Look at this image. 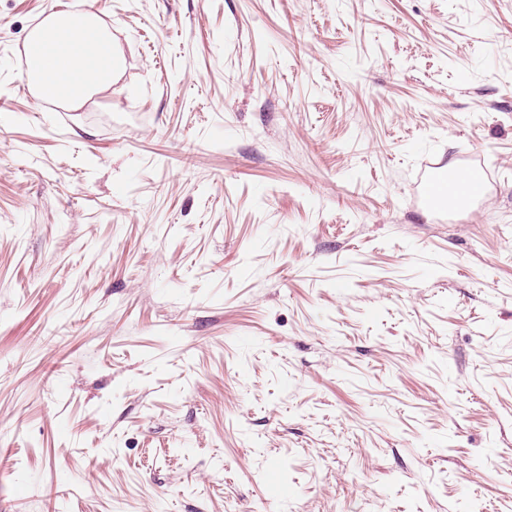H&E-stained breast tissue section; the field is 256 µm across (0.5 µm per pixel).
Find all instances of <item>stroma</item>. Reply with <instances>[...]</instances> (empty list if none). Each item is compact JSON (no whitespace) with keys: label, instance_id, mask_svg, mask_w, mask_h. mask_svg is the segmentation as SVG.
Masks as SVG:
<instances>
[{"label":"stroma","instance_id":"35a3bbf8","mask_svg":"<svg viewBox=\"0 0 512 512\" xmlns=\"http://www.w3.org/2000/svg\"><path fill=\"white\" fill-rule=\"evenodd\" d=\"M0 512H512V0H0ZM28 43L31 47L40 44L42 50L28 52L22 88L30 92L29 80L39 100L59 98L79 107L99 91L111 88L125 69L124 54L112 29L97 14L73 7L45 18L30 31ZM53 57L60 59L59 66ZM418 184L420 192L417 196L421 206L439 214H446L451 203L450 197L454 192L448 178L447 164L424 159L421 162Z\"/></svg>","mask_w":512,"mask_h":512}]
</instances>
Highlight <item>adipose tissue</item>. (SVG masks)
I'll list each match as a JSON object with an SVG mask.
<instances>
[{"label":"adipose tissue","instance_id":"ef3b65f1","mask_svg":"<svg viewBox=\"0 0 512 512\" xmlns=\"http://www.w3.org/2000/svg\"><path fill=\"white\" fill-rule=\"evenodd\" d=\"M28 42L26 75L37 99L59 98L81 106L110 88L125 69L112 30L94 13L68 7L34 27Z\"/></svg>","mask_w":512,"mask_h":512}]
</instances>
